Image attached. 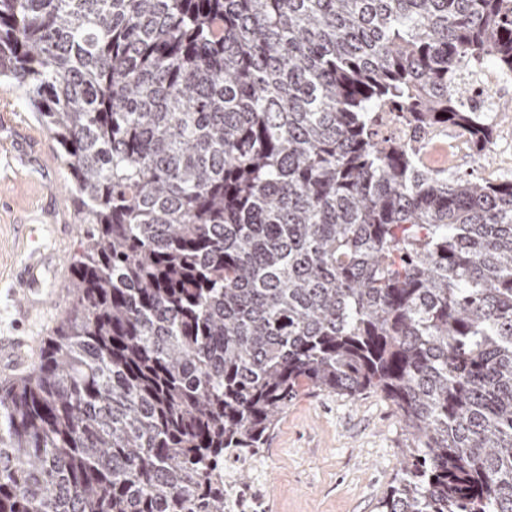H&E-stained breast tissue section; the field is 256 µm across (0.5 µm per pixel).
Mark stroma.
Masks as SVG:
<instances>
[{"label": "stroma", "mask_w": 512, "mask_h": 512, "mask_svg": "<svg viewBox=\"0 0 512 512\" xmlns=\"http://www.w3.org/2000/svg\"><path fill=\"white\" fill-rule=\"evenodd\" d=\"M493 115L488 164L456 157L461 174L512 178V90ZM70 177L56 145L26 104L25 91L0 93V337L44 344L69 301V259L83 233L71 199ZM54 250L57 269L39 286L49 303L43 314L19 320L13 294L19 268L33 245ZM406 437L394 406L380 392L357 396L316 389L301 392L280 418L262 454L264 471H251L270 495L269 512H378L397 477Z\"/></svg>", "instance_id": "35a3bbf8"}]
</instances>
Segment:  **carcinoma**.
Wrapping results in <instances>:
<instances>
[{
	"instance_id": "carcinoma-1",
	"label": "carcinoma",
	"mask_w": 512,
	"mask_h": 512,
	"mask_svg": "<svg viewBox=\"0 0 512 512\" xmlns=\"http://www.w3.org/2000/svg\"><path fill=\"white\" fill-rule=\"evenodd\" d=\"M512 0H0V83L70 171L72 300L0 386V512H225L302 389L409 441L381 512H512V180L489 156ZM503 89L504 86L494 75L485 72L480 79L472 83L467 103L478 109L486 108ZM438 152V154L436 153ZM467 152L466 138L457 136L448 145V141H434L426 152V164L429 169L441 170L448 168V155L463 154Z\"/></svg>"
}]
</instances>
